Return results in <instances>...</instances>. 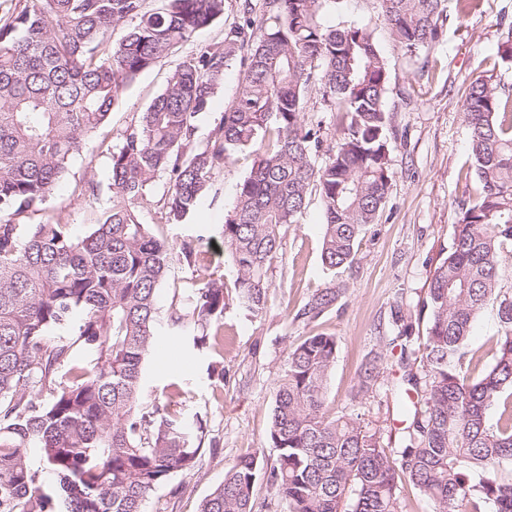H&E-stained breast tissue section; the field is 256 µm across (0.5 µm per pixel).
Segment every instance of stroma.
Listing matches in <instances>:
<instances>
[{
  "label": "stroma",
  "instance_id": "obj_1",
  "mask_svg": "<svg viewBox=\"0 0 512 512\" xmlns=\"http://www.w3.org/2000/svg\"><path fill=\"white\" fill-rule=\"evenodd\" d=\"M243 3L225 0L223 20L199 31L123 91L106 126L72 158L47 212L33 215L32 223L53 217L72 225L79 236L99 211L111 207L109 150L117 134L164 91L180 57L223 39L225 28L240 20ZM341 18L372 31L390 67L386 108L395 130L389 153L393 177L380 220L362 235L357 263L337 275L321 262V213L318 200H311L298 223L283 229L279 255L268 270L271 288L266 313L252 317L235 299H228L223 342L200 350L169 330L173 295L185 289L192 277L191 269L174 262L173 276L157 291V329L161 343L174 344L177 354L172 358L157 351L149 355L142 368L141 389L146 399H158L171 381L181 383L183 411L203 427L201 452L193 470L174 474L148 496L144 512H199L227 469L246 452L259 450L265 464H274L278 451L267 435L277 382L291 347L314 333L333 335L337 342L336 363L328 380L330 412L359 417L384 447L402 445L398 394L392 389L400 353L384 346L382 339L393 333L392 311L399 302L411 316L413 336L425 334L429 316L422 313L421 303L452 242L459 204L474 196L476 189L475 180L465 177L469 164L465 92L475 79L489 77L502 93L512 94V63H502L497 56L500 41L512 28V0H480L478 9L466 15L458 13L457 0H447L441 42L411 59L397 47L379 0H345ZM250 167L251 158L244 152L214 175L198 222L161 223L158 201L164 187L159 183L150 191V206L140 211L142 222L174 246L196 242L208 260L223 269L229 288L236 268L224 250L218 226ZM90 179L98 186L93 199L83 193ZM335 279L346 285L336 306L311 325L297 321L298 308ZM499 329L497 305L488 303L475 318L466 344L472 358L470 376L482 374L490 365ZM374 358L382 370L379 385L372 393L356 397L360 369ZM212 366L223 368V384L209 378Z\"/></svg>",
  "mask_w": 512,
  "mask_h": 512
}]
</instances>
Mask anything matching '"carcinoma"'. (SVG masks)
I'll return each instance as SVG.
<instances>
[{"mask_svg":"<svg viewBox=\"0 0 512 512\" xmlns=\"http://www.w3.org/2000/svg\"><path fill=\"white\" fill-rule=\"evenodd\" d=\"M342 0H264L222 41L187 55L167 87L117 136L110 150L112 207L82 237L43 211L71 157L107 124L124 89L175 48L224 16V0H17L0 17V512H143L157 487L193 469L200 446L183 417L140 388L156 345V291L174 247L140 221L148 190L167 224L202 208L215 171L240 152L253 155L224 216L221 238L237 269L239 304L267 310L268 269L282 229L295 224L312 194L324 226L322 262L353 267L366 227L379 222L392 180L386 108L389 64L371 32L326 25ZM445 0H381L400 51L412 55L442 37ZM131 22L112 40L115 28ZM237 62V91L220 122L198 139L197 121ZM321 95L341 129L327 142L305 121L307 99ZM477 193L461 203L447 254L432 276L422 342L401 305L392 312L400 346L403 447L390 453L352 417L333 416L327 385L336 337L315 333L288 352L278 381L268 440L276 463L257 450L241 455L201 512H252L259 476L287 512H402L399 480L429 497L434 512H512V418L488 410L512 399V293L501 288L498 255L512 243V99L478 79L465 96ZM179 259L196 280L172 306L170 325L202 331L221 324L224 273L185 242ZM344 293L334 283L295 313L309 325ZM490 300L500 330L493 364L472 379L463 347ZM83 347L90 357L75 358ZM419 358L421 374L410 370ZM378 360L365 365L356 396L373 390ZM58 480L49 489L29 450ZM355 498L344 499L350 488Z\"/></svg>","mask_w":512,"mask_h":512,"instance_id":"carcinoma-1","label":"carcinoma"}]
</instances>
